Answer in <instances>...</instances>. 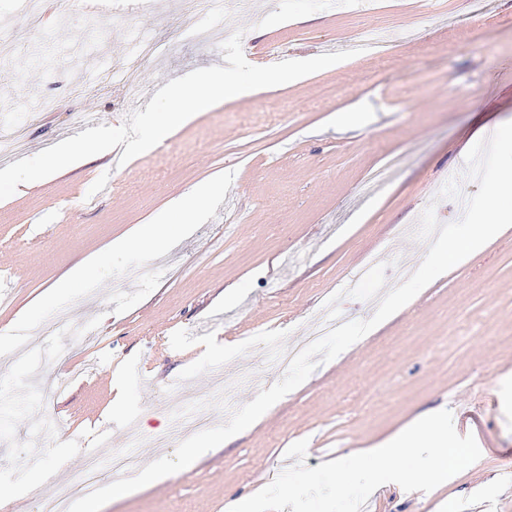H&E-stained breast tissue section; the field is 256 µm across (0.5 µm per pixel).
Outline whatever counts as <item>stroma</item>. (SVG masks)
Listing matches in <instances>:
<instances>
[{
  "label": "stroma",
  "mask_w": 512,
  "mask_h": 512,
  "mask_svg": "<svg viewBox=\"0 0 512 512\" xmlns=\"http://www.w3.org/2000/svg\"><path fill=\"white\" fill-rule=\"evenodd\" d=\"M237 16L249 63L349 49L359 25L382 32L389 57L341 66L201 113L119 170L94 156L0 201V486L18 498L0 512H44L85 457L124 449L130 427L168 431L185 393L213 424L225 405L211 369L236 381L234 406L279 376L254 345L255 330L298 341L322 314L366 319L376 309L353 276L383 288L396 256L421 262L426 242L404 234L439 199L449 175L464 195L465 155L477 133L512 122V0H255ZM231 27V28H234ZM217 13L189 15L181 0H81L56 6L28 40L0 37V130L22 128L25 156L96 124L117 126L170 80L223 65L229 36ZM174 45L124 83L141 40ZM406 82H398L399 74ZM83 94H76V87ZM358 112V126L330 117ZM399 170L370 193L359 187L390 155ZM222 176L221 196L187 223L173 200ZM138 224H164L162 252L114 250ZM94 275L69 281L81 260ZM60 319L39 336L43 320ZM39 336L29 348L31 336ZM224 344L205 356L202 344ZM450 409L456 431L481 457L431 492L386 484L361 512H512V227L438 277L334 360L318 366L245 431L197 463L109 502L103 512H228L289 467L285 452L308 442L305 463L346 457Z\"/></svg>",
  "instance_id": "1"
}]
</instances>
